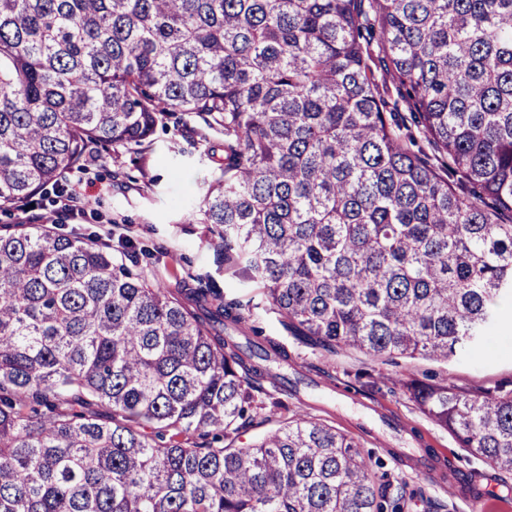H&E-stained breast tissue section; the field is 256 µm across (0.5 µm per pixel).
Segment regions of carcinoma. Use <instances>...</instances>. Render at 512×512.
<instances>
[{
	"label": "carcinoma",
	"instance_id": "1",
	"mask_svg": "<svg viewBox=\"0 0 512 512\" xmlns=\"http://www.w3.org/2000/svg\"><path fill=\"white\" fill-rule=\"evenodd\" d=\"M440 163L387 117L388 86ZM168 112L224 132L210 225L281 324L438 364L512 305V0H0V211ZM217 288L152 285L94 238L0 226V512H398L354 439L279 415L235 446L273 339ZM512 474V387L401 378Z\"/></svg>",
	"mask_w": 512,
	"mask_h": 512
}]
</instances>
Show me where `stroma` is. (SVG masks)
I'll return each instance as SVG.
<instances>
[{
    "label": "stroma",
    "mask_w": 512,
    "mask_h": 512,
    "mask_svg": "<svg viewBox=\"0 0 512 512\" xmlns=\"http://www.w3.org/2000/svg\"><path fill=\"white\" fill-rule=\"evenodd\" d=\"M196 117L171 116L150 142L132 149L93 150L83 169L66 177V190L89 199L86 211L66 220L65 230L111 236L115 259L137 266L147 282L172 288H217L225 300L253 304L250 325L288 352L283 373L303 377L297 395L258 383L261 398L274 397L287 414L320 418L357 442L362 455L381 459L378 480L400 499L401 512H471L465 494L448 490L456 468L472 489L499 495L512 506V475L459 449L447 431L433 424L409 400L399 382L414 375L446 381L462 390L488 389L512 380V337L469 359L437 364L396 357L369 361L358 353H326L294 336L270 309L257 283L244 281L224 261V250L208 225L186 223L183 210L204 193L218 173L224 136L197 135Z\"/></svg>",
    "instance_id": "obj_1"
}]
</instances>
